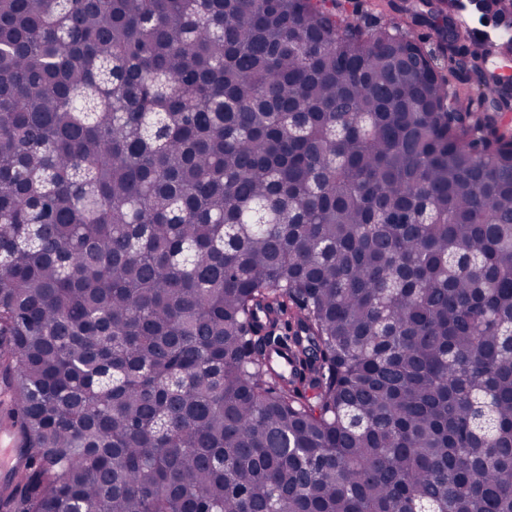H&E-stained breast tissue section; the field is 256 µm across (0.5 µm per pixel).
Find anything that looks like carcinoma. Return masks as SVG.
Listing matches in <instances>:
<instances>
[{"label": "carcinoma", "mask_w": 512, "mask_h": 512, "mask_svg": "<svg viewBox=\"0 0 512 512\" xmlns=\"http://www.w3.org/2000/svg\"><path fill=\"white\" fill-rule=\"evenodd\" d=\"M497 111L339 0H0V512H512ZM15 407L11 392L0 382V435L3 433L2 448H17V438L12 427V411ZM14 432V435L11 431Z\"/></svg>", "instance_id": "1"}]
</instances>
